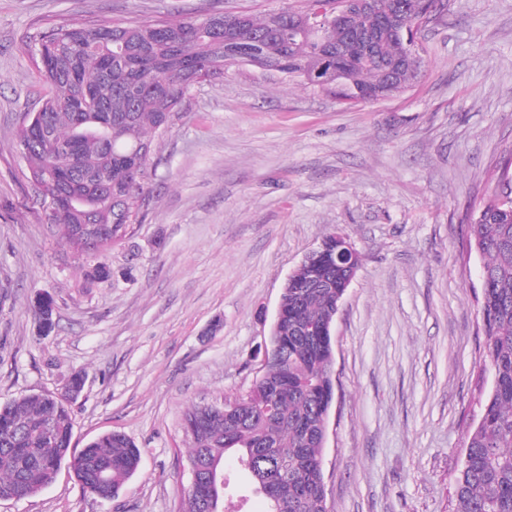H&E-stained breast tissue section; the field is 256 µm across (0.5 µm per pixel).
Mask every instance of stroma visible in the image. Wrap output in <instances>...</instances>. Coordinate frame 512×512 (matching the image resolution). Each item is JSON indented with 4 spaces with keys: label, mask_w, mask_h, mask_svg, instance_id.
Instances as JSON below:
<instances>
[{
    "label": "stroma",
    "mask_w": 512,
    "mask_h": 512,
    "mask_svg": "<svg viewBox=\"0 0 512 512\" xmlns=\"http://www.w3.org/2000/svg\"><path fill=\"white\" fill-rule=\"evenodd\" d=\"M295 0H0V402L57 393L73 443L119 431L141 450L119 494L69 468L0 512H177L184 411L246 394L283 285L327 235L361 254L333 325L329 512H451L481 415V261L469 217L512 153V0H449L416 35L406 92L354 107L248 65L195 85L156 141L142 223L78 254L32 203L15 145L39 95L25 45L49 18H203ZM108 280L91 279L96 263ZM54 300L43 332L34 304Z\"/></svg>",
    "instance_id": "stroma-1"
}]
</instances>
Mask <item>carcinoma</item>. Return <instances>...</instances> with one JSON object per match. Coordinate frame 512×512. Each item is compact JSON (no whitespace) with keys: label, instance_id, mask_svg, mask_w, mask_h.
Listing matches in <instances>:
<instances>
[{"label":"carcinoma","instance_id":"carcinoma-1","mask_svg":"<svg viewBox=\"0 0 512 512\" xmlns=\"http://www.w3.org/2000/svg\"><path fill=\"white\" fill-rule=\"evenodd\" d=\"M288 7L295 34L271 32V16L249 12L214 13L197 19L86 22L49 21L27 43L40 86L39 117L50 127L55 147L69 151L71 171L49 183H31L33 201L45 223L61 229L80 253L122 242H99L83 228L139 224L140 202L149 179L152 145L170 129L191 89L224 77V71L260 60L279 74L312 84L321 54H336L344 31L326 14L314 18L310 2ZM373 12H355L353 28L371 33L365 59L349 65L339 89L326 91L347 105L370 100L381 90L389 97L405 91L420 75L422 58L413 56L400 28L376 26L403 5L424 17L440 0H373ZM16 149L29 175L41 179L60 155L31 145L18 131ZM470 250L483 260L481 316L483 367L493 384L454 478L452 512H512V203L496 196L472 212ZM347 269L324 258L296 269L282 296L281 355L268 363L265 378L223 407L226 418L199 405L187 409L183 425L193 429L189 457L224 463L232 455L253 487L271 488L267 512H328L319 424L334 398L328 376L334 357L330 336H313L311 325L334 322L336 287ZM74 419L68 403L46 394L0 402V495L28 498L52 480L54 467L71 462ZM73 469L84 493L114 498L138 471L140 448L125 434L98 436L80 451ZM286 459L288 479L265 462ZM204 487L185 493L178 512H202Z\"/></svg>","mask_w":512,"mask_h":512}]
</instances>
